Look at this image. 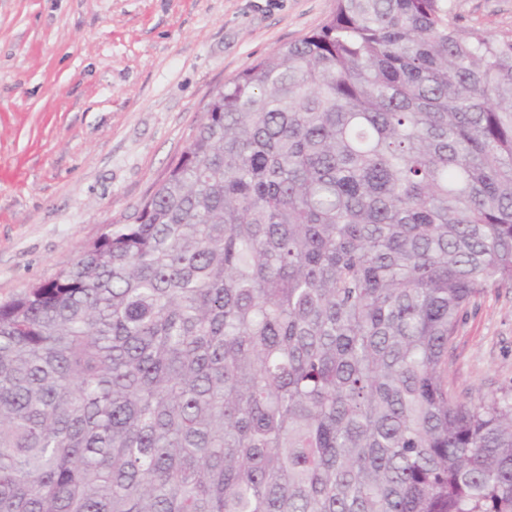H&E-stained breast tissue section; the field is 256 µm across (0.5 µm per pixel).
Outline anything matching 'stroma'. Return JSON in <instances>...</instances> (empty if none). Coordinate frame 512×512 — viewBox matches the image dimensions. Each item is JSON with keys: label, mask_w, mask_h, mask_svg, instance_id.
Here are the masks:
<instances>
[{"label": "stroma", "mask_w": 512, "mask_h": 512, "mask_svg": "<svg viewBox=\"0 0 512 512\" xmlns=\"http://www.w3.org/2000/svg\"><path fill=\"white\" fill-rule=\"evenodd\" d=\"M512 37V0H452ZM336 0H0V302L136 223L224 84L320 28ZM463 399L512 396V285L467 308L448 356Z\"/></svg>", "instance_id": "stroma-1"}]
</instances>
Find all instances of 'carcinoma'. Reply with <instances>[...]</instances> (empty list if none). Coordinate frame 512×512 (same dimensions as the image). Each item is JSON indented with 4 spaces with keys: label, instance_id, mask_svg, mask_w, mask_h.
<instances>
[{
    "label": "carcinoma",
    "instance_id": "carcinoma-1",
    "mask_svg": "<svg viewBox=\"0 0 512 512\" xmlns=\"http://www.w3.org/2000/svg\"><path fill=\"white\" fill-rule=\"evenodd\" d=\"M503 283L512 39L337 0L0 303V512H512V400L448 388Z\"/></svg>",
    "mask_w": 512,
    "mask_h": 512
}]
</instances>
